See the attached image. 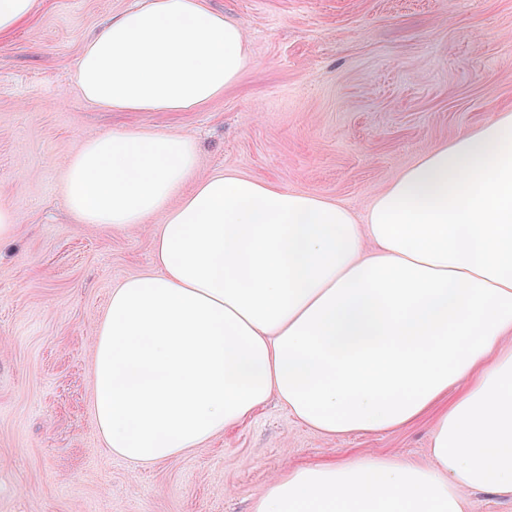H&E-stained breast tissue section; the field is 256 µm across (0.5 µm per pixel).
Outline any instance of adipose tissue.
<instances>
[{
  "label": "adipose tissue",
  "mask_w": 512,
  "mask_h": 512,
  "mask_svg": "<svg viewBox=\"0 0 512 512\" xmlns=\"http://www.w3.org/2000/svg\"><path fill=\"white\" fill-rule=\"evenodd\" d=\"M243 26L207 0H139L82 45L74 83L107 111L189 112L248 67ZM82 223L157 212L153 267L113 289L94 344L93 413L136 466L201 447L269 398L315 431H383L450 388L430 461L308 463L252 512H466L512 497V113L432 148L364 216L231 172L195 141L146 130L86 139L65 160ZM468 512H512V499L503 498L492 491L468 494Z\"/></svg>",
  "instance_id": "1"
}]
</instances>
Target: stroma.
I'll list each match as a JSON object with an SVG mask.
<instances>
[{
	"instance_id": "stroma-1",
	"label": "stroma",
	"mask_w": 512,
	"mask_h": 512,
	"mask_svg": "<svg viewBox=\"0 0 512 512\" xmlns=\"http://www.w3.org/2000/svg\"><path fill=\"white\" fill-rule=\"evenodd\" d=\"M132 0H39L0 39V512H250L280 472L398 456L427 463L441 409L326 437L269 400L206 445L152 466L109 453L91 410L112 289L153 266L164 213L125 230L67 209L63 163L114 129L196 141L201 174L234 172L364 214L428 150L512 110V0H209L251 63L193 112H106L77 92L82 41Z\"/></svg>"
}]
</instances>
